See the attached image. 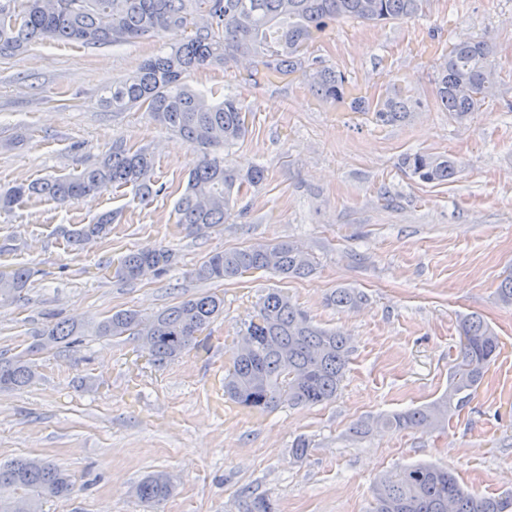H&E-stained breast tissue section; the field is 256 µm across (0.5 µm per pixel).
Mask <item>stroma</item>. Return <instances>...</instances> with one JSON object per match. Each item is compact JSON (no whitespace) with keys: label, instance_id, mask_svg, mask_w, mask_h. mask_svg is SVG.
<instances>
[{"label":"stroma","instance_id":"obj_1","mask_svg":"<svg viewBox=\"0 0 512 512\" xmlns=\"http://www.w3.org/2000/svg\"><path fill=\"white\" fill-rule=\"evenodd\" d=\"M464 35L492 46L497 81L459 125L434 77L440 53ZM185 36L98 48L47 41L0 60V190L79 173L119 139L152 150V180L165 187L146 200L125 187L68 205L34 197L0 212V268L33 271L23 299L0 305V357L25 351L49 323L122 309L147 316L206 292L224 297L210 332L229 353L260 296L279 289L315 324L347 334L341 388L324 405L229 414L206 391L201 350L161 367L140 337L87 336L68 351L35 353L33 384L0 390V464L42 457L71 475L72 495L43 501L41 512H143L132 488L158 471L176 483L158 512H247L258 496L277 512H371L376 479L419 462L452 470L474 494L512 493V306L497 298L512 274V0H425L413 19H343L315 33L312 59L351 82L402 84L421 100L404 123L336 111L301 81L259 80L240 63L191 75L193 86L224 89L251 109L248 134L224 150L227 164L265 168L241 213L198 236L178 225L174 205L199 150L146 112L99 105L104 85ZM416 152L456 160L453 181L410 177L402 160ZM109 211L110 234L72 250L65 228ZM280 240L313 259L310 277L191 275L214 252ZM160 244L175 255L166 274L116 278L125 255ZM338 288L365 300L336 308L327 298ZM472 313L501 347L472 400L441 429L351 434L358 421L446 394L461 362L459 324ZM300 437L312 445L301 460L290 451Z\"/></svg>","mask_w":512,"mask_h":512}]
</instances>
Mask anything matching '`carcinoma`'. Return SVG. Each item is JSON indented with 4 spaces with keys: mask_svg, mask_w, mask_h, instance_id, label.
<instances>
[{
    "mask_svg": "<svg viewBox=\"0 0 512 512\" xmlns=\"http://www.w3.org/2000/svg\"><path fill=\"white\" fill-rule=\"evenodd\" d=\"M423 0H0V58L19 56L38 41L78 42L88 47L119 46L155 36L171 28L194 26L193 34L170 50L144 61L131 75L103 88L101 104L114 113L133 108L179 135L201 156L190 172L176 203L177 223L199 235L231 215L247 186L265 179L261 166L241 171L224 162L219 150L248 131L243 103L224 96L212 100L186 82L188 75L247 59L255 73L271 78L301 74L324 102L341 100L348 82L327 66L309 63L306 50L315 33L334 21L360 19L374 24L413 18ZM496 78L492 47L482 39L455 44L436 71V94L456 123L465 121L491 91ZM421 102L399 84L390 88L375 112L376 121L395 124L408 120ZM411 173L426 183L444 184L457 173L449 157L415 153L405 158ZM154 157L148 148L132 150L112 145L96 163L74 176L48 177L20 183L0 192V210L8 211L33 195L58 202L79 200L110 188L131 187L146 199L153 194L150 174ZM109 215L69 233L81 246L106 235ZM172 250L158 246L130 252L115 270L121 280L136 279L133 270L147 264L157 273L173 263ZM267 269L285 278H303L313 271L307 253L289 241L235 248L211 254L192 272L201 281L234 279L252 269ZM32 271L24 266L0 270V304L12 302L30 286ZM362 296L339 288L329 301L352 307ZM224 312V298L203 293L150 316L119 310L101 320H67L43 327L37 335L49 348H70L81 336H141L151 343L153 361L174 362L192 348L198 337ZM461 365L447 396L422 407L377 421H364L355 431L369 433L382 425L394 429L430 430L448 422V412L471 398L500 349L492 327L477 314L461 320ZM241 332L255 337L246 353L234 356L224 375V394L238 405L269 411L283 403L316 406L338 392L349 359L348 338L339 330L319 327L279 291L265 294ZM37 344L11 359L0 358V389L26 387L37 377L28 354ZM144 512H156L173 491L163 473L144 477L137 485ZM26 493L40 512L45 497L67 498L73 492L70 476L46 460L19 458L0 465V512L17 491ZM373 512H512V496H478L464 490L454 474L432 465L416 464L382 475L376 482Z\"/></svg>",
    "mask_w": 512,
    "mask_h": 512,
    "instance_id": "carcinoma-1",
    "label": "carcinoma"
}]
</instances>
